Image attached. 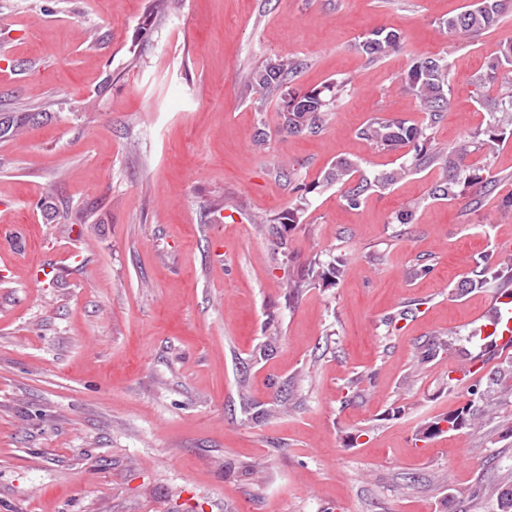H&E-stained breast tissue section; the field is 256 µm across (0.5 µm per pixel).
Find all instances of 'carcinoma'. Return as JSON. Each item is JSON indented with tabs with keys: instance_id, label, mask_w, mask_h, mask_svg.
I'll return each instance as SVG.
<instances>
[{
	"instance_id": "cac0c4a2",
	"label": "carcinoma",
	"mask_w": 512,
	"mask_h": 512,
	"mask_svg": "<svg viewBox=\"0 0 512 512\" xmlns=\"http://www.w3.org/2000/svg\"><path fill=\"white\" fill-rule=\"evenodd\" d=\"M512 7V0H473L462 11L439 21L440 26L453 37L476 36L496 26L502 16ZM402 37L399 32L387 27L376 28L358 38L355 49L371 61H379L399 50ZM303 68L302 60L288 58L267 62L252 72L251 82L260 89L256 111H266L274 101L277 105L279 128L295 136L316 135L323 130L345 84L330 82L321 87L301 90L294 81ZM450 66L443 57H426L416 60L404 79L403 88L413 96L423 117L419 121L400 118L372 119L358 129V136L382 150L407 148L412 152L410 163L387 172L366 173L354 160L340 157L334 161L323 176L302 188L296 202L264 224L279 226L277 246L288 250V233L303 223L307 208V194L323 186H336L340 198L351 208H358L370 190L386 189L405 174L421 167L436 165L439 179L432 189V197L452 201L469 188L487 193L496 186L495 177L485 168L471 167L465 163L471 153V142L464 141L450 150L437 151L432 145V131L448 111L450 102ZM477 87L484 90L498 88L496 96H484L483 105L488 113L487 127L481 132L483 144L493 147L495 143L512 135V38L500 44L496 56L486 68L474 77ZM49 117L47 112H0V140H12L22 130ZM342 275L339 264L320 265L311 259L297 276L288 281V294L299 295L300 291L320 282L335 285ZM492 287L496 291H512V259L503 261L498 267L491 258L483 257L473 276L460 282L458 290ZM470 401L446 414L438 415L426 422L422 434L428 438L450 431L461 432L474 425L477 415L475 402L485 397L481 383L470 386Z\"/></svg>"
}]
</instances>
